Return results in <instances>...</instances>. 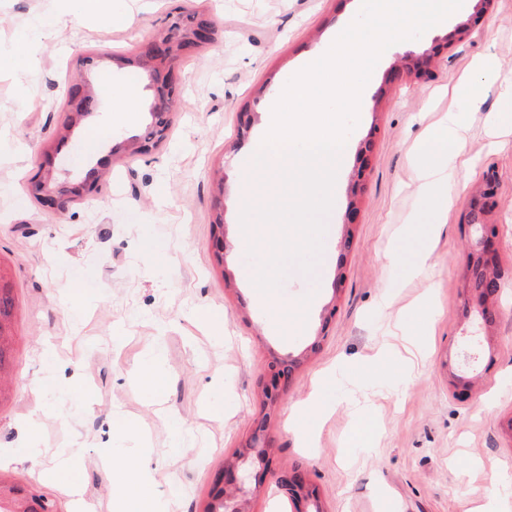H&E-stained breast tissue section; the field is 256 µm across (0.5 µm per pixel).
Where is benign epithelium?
Segmentation results:
<instances>
[{"instance_id": "obj_1", "label": "benign epithelium", "mask_w": 512, "mask_h": 512, "mask_svg": "<svg viewBox=\"0 0 512 512\" xmlns=\"http://www.w3.org/2000/svg\"><path fill=\"white\" fill-rule=\"evenodd\" d=\"M216 34L213 22L201 23L197 17L179 12L170 18L167 33L160 39L153 38L141 49L140 54L158 67L170 60L171 43H177L184 51H191L212 44ZM430 56L431 51L427 50L411 58L416 79L419 81H426L432 75L429 67ZM150 78L157 83L158 98L154 111L168 108L169 103L180 95V79L171 69L164 73L154 69L150 72ZM67 107L71 122L75 124L95 112L97 104L87 99L84 92L74 86L69 91ZM371 147L372 140H366L353 177V186L356 188L363 186L368 178ZM96 190L97 177L90 173L69 187H57L54 185L53 172L50 168L31 184V193L43 205L58 211L66 210L72 197L90 195ZM469 207L480 209L484 215L492 213L497 208L496 190L492 179H486L479 193L469 201ZM471 228L477 235V249L471 252L470 266L477 265L487 274L499 273L496 225L483 221L471 224ZM300 363L299 357L276 355L272 356L268 363L267 383L263 389V411L254 419L250 437L243 451L238 457L224 464V480L221 481L224 487V512H246L250 488H260L263 471L269 467L267 448L272 412L280 393L288 387ZM256 464L262 466V470H254L253 466ZM275 485L279 494L292 502L296 512H324L319 497L304 471L295 467L283 469L277 473Z\"/></svg>"}]
</instances>
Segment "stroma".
<instances>
[{
    "mask_svg": "<svg viewBox=\"0 0 512 512\" xmlns=\"http://www.w3.org/2000/svg\"><path fill=\"white\" fill-rule=\"evenodd\" d=\"M359 0H125L132 25L92 24L57 13V0H0V43L9 44L35 18L57 16L35 38L32 69L0 66V272L13 284L14 328L8 391L0 397V449L21 438L33 410L34 433L47 454L42 465L8 464L13 482L72 512L58 482L45 480L52 454L72 440L85 448L74 472L94 512H116L106 460L116 422L145 436L152 460L150 492L174 496L173 512H204L216 473L250 434L259 411V383L271 354L316 350L294 372L271 428L273 470L253 512H293L277 494L276 473L300 468L319 490L325 512H471L477 501L512 512V139L489 127L503 93H512V0H464L460 10L416 40L394 44L365 86L359 122L349 134L345 167L334 185L323 249L312 273L290 263L274 295L248 273L259 254L235 245L240 211L235 157L262 139L273 86L356 17ZM204 13L217 36L180 54L182 90L169 114L166 139L145 155L120 150L142 134L155 92L139 69L106 61L137 54L175 11ZM437 48L431 80L400 73L407 57ZM101 64L90 78L99 112L67 139L66 94L84 56ZM495 61L478 108L468 105L475 63ZM399 78H392V71ZM138 90L136 111L112 109L111 90ZM252 126L241 133V116ZM466 115L464 164L448 180L456 202L431 240L406 236L423 219L416 188L418 139ZM377 126L372 170L361 194L348 255H341L343 218L358 150ZM96 138L88 150V138ZM58 182L102 165L97 193L44 207L30 191L45 161ZM497 186L499 265L504 273L497 319L477 351L467 352L478 319L466 294L470 252L467 202L486 177ZM168 195L158 198V186ZM224 218L225 257L212 242L211 222ZM422 269L410 265L422 248ZM162 251L155 263L150 251ZM400 263L389 264L391 253ZM346 265L334 292L338 263ZM233 283H225V274ZM295 296L309 304L301 328L284 331L270 301ZM336 314L324 321L323 310ZM427 303L428 336L418 357L394 381L353 384L347 367L381 349L402 347L401 325ZM220 312L224 324L207 315ZM162 359L155 386L137 372L154 350ZM340 401L322 421L310 448L289 430V413L328 369ZM473 380L472 394L460 385ZM367 407L376 426L364 439L354 420ZM178 415L190 445L176 447L169 419ZM464 460L475 469L461 468Z\"/></svg>",
    "mask_w": 512,
    "mask_h": 512,
    "instance_id": "35a3bbf8",
    "label": "stroma"
}]
</instances>
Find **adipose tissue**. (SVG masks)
<instances>
[{
  "instance_id": "obj_1",
  "label": "adipose tissue",
  "mask_w": 512,
  "mask_h": 512,
  "mask_svg": "<svg viewBox=\"0 0 512 512\" xmlns=\"http://www.w3.org/2000/svg\"><path fill=\"white\" fill-rule=\"evenodd\" d=\"M466 124L462 113H452L447 124L433 131L416 147L415 164L419 171L417 193L424 203L425 223L413 227V234L429 238L433 226L454 204L448 192L443 173L453 168L463 153ZM335 383L333 374L323 375L310 397L297 405L290 415L293 433L303 446H312L314 435L331 406L325 395ZM149 461L142 456L129 439H122L112 448V479L118 488L120 501L135 498L136 512H167L165 500L147 494L145 482Z\"/></svg>"
}]
</instances>
